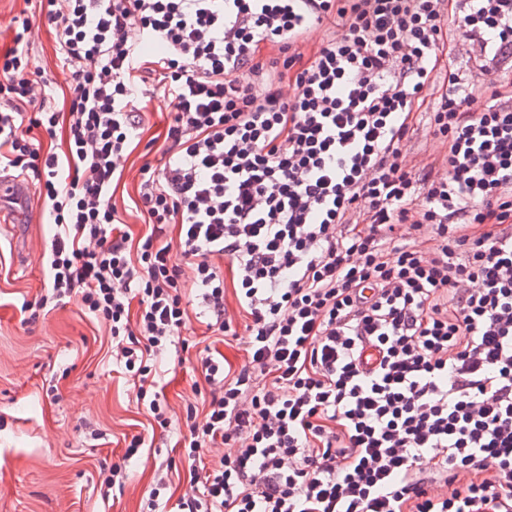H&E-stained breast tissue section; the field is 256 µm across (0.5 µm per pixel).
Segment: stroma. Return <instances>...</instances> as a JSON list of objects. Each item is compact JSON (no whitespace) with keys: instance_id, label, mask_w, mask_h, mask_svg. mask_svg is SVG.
<instances>
[{"instance_id":"35a3bbf8","label":"stroma","mask_w":512,"mask_h":512,"mask_svg":"<svg viewBox=\"0 0 512 512\" xmlns=\"http://www.w3.org/2000/svg\"><path fill=\"white\" fill-rule=\"evenodd\" d=\"M29 41L31 75L66 86L45 21H32ZM167 113L164 100L149 103L114 195L135 233L143 227L132 207L139 169L145 155L159 157ZM54 232L51 224L0 223V512H140L157 470L187 472L183 434L152 433L136 387L113 368L106 326L77 301L28 322L22 305L49 286L43 255ZM136 434L153 438L152 447L130 461L123 490L103 493L109 467Z\"/></svg>"}]
</instances>
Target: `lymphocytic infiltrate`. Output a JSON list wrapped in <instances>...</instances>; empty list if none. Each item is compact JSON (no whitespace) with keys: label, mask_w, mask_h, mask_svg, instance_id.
Returning a JSON list of instances; mask_svg holds the SVG:
<instances>
[{"label":"lymphocytic infiltrate","mask_w":512,"mask_h":512,"mask_svg":"<svg viewBox=\"0 0 512 512\" xmlns=\"http://www.w3.org/2000/svg\"><path fill=\"white\" fill-rule=\"evenodd\" d=\"M25 3L0 172L31 174L56 226L27 309L77 300L148 416L186 428L178 512H512V0ZM36 17L66 96L28 71ZM450 29L478 77L430 104ZM155 97L167 146L139 170L135 240L112 187ZM421 120L444 150L417 165ZM62 123L65 151L44 148ZM193 305L213 335L245 329L247 357L199 351L208 389L179 414L155 361Z\"/></svg>","instance_id":"lymphocytic-infiltrate-1"}]
</instances>
